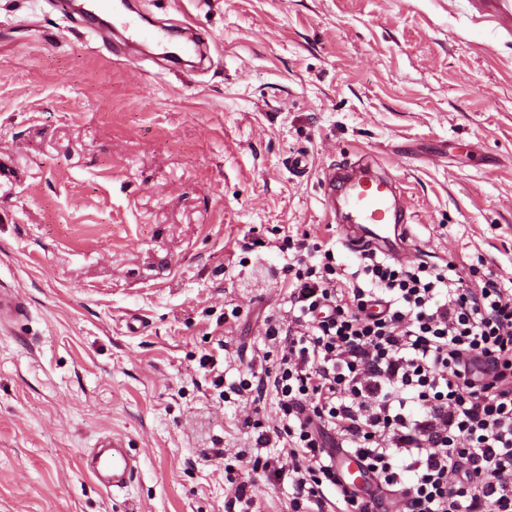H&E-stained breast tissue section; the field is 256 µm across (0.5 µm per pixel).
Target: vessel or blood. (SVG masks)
<instances>
[{
	"label": "vessel or blood",
	"mask_w": 512,
	"mask_h": 512,
	"mask_svg": "<svg viewBox=\"0 0 512 512\" xmlns=\"http://www.w3.org/2000/svg\"><path fill=\"white\" fill-rule=\"evenodd\" d=\"M88 12L109 10L112 26L121 31L125 42L151 39L164 45L168 28L145 30L128 7L126 0H84ZM367 160L347 162L323 170L321 186L327 214L342 212L346 230L341 242L351 250L367 249L401 261L414 251L410 231L409 206L396 178L389 175H370ZM27 307L16 289L0 285V324L25 318ZM339 475L349 488L370 482L371 477L354 456L340 455ZM84 471L103 489L111 491L126 487L139 467L124 438L107 435L82 457Z\"/></svg>",
	"instance_id": "vessel-or-blood-1"
}]
</instances>
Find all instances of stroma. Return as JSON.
Here are the masks:
<instances>
[{
  "label": "stroma",
  "instance_id": "stroma-1",
  "mask_svg": "<svg viewBox=\"0 0 512 512\" xmlns=\"http://www.w3.org/2000/svg\"><path fill=\"white\" fill-rule=\"evenodd\" d=\"M135 6L192 22L209 60L131 63L56 0H0V282L30 312L0 331V512H244V481L291 512L252 470L279 449L241 426L275 403L214 379L268 351L285 239L356 270L323 214L330 165L402 182L417 260L512 280V28L475 0ZM110 433L140 459L112 494L80 470Z\"/></svg>",
  "mask_w": 512,
  "mask_h": 512
}]
</instances>
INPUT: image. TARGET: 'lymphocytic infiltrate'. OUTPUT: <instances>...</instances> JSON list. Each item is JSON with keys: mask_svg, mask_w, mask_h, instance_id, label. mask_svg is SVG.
Returning <instances> with one entry per match:
<instances>
[{"mask_svg": "<svg viewBox=\"0 0 512 512\" xmlns=\"http://www.w3.org/2000/svg\"><path fill=\"white\" fill-rule=\"evenodd\" d=\"M265 338L275 370H248L234 392L276 404L256 442L287 448L263 471L289 483L292 512H386L392 499L401 512H512L511 288L372 253L344 281L327 249L296 269ZM340 451L376 492L342 485Z\"/></svg>", "mask_w": 512, "mask_h": 512, "instance_id": "lymphocytic-infiltrate-1", "label": "lymphocytic infiltrate"}]
</instances>
